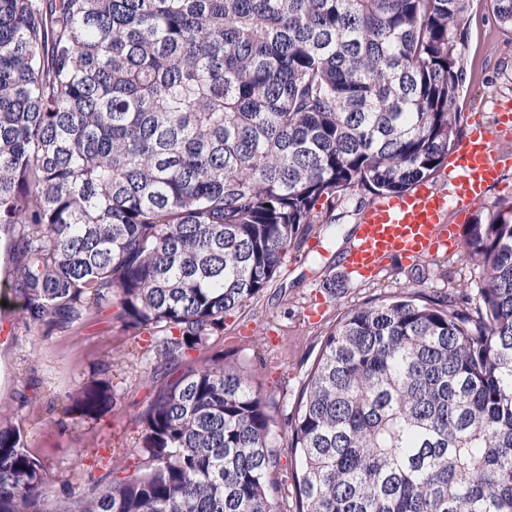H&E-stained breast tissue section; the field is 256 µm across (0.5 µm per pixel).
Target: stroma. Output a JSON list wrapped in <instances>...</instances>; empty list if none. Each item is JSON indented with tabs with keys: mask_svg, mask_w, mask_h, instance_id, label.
I'll return each mask as SVG.
<instances>
[{
	"mask_svg": "<svg viewBox=\"0 0 512 512\" xmlns=\"http://www.w3.org/2000/svg\"><path fill=\"white\" fill-rule=\"evenodd\" d=\"M461 45L465 72L457 108L464 118L494 119L497 99H512V29L496 23L489 0H470ZM371 194H353L342 218L323 225L289 253L277 280L245 311L226 317L224 333L191 352L188 366L223 357L251 374L273 402L298 400L319 342L347 310L368 300L409 290L424 295L471 291L481 272L463 254L405 265L393 259L369 280L347 277L341 259L353 242ZM338 288L329 293L326 279ZM135 338L111 313L53 330L27 325L16 304L0 305V424L20 429L25 448L43 462L57 499L82 492L105 466L134 464L138 415L153 394ZM106 378L116 401L96 422L64 413L63 400L84 382Z\"/></svg>",
	"mask_w": 512,
	"mask_h": 512,
	"instance_id": "stroma-1",
	"label": "stroma"
}]
</instances>
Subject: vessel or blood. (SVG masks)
I'll use <instances>...</instances> for the list:
<instances>
[{"instance_id":"1","label":"vessel or blood","mask_w":512,"mask_h":512,"mask_svg":"<svg viewBox=\"0 0 512 512\" xmlns=\"http://www.w3.org/2000/svg\"><path fill=\"white\" fill-rule=\"evenodd\" d=\"M512 127V104L498 106V123L472 120L467 134L448 160V186L423 182L404 194L378 198L362 213L355 244L346 257L347 273L376 275L387 260L417 261L455 250L456 224L465 221L481 203L503 169L512 167V152L498 151L494 142L501 130Z\"/></svg>"}]
</instances>
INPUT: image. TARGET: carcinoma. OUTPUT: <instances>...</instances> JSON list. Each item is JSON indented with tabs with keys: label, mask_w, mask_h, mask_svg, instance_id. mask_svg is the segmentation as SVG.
<instances>
[{
	"label": "carcinoma",
	"mask_w": 512,
	"mask_h": 512,
	"mask_svg": "<svg viewBox=\"0 0 512 512\" xmlns=\"http://www.w3.org/2000/svg\"><path fill=\"white\" fill-rule=\"evenodd\" d=\"M468 3L0 0V294L46 333L113 309L166 376L349 192L448 164ZM461 251L477 291L344 312L282 417L221 357L160 382L137 468L63 505L0 425V512H512V202ZM65 399L115 402L106 380Z\"/></svg>",
	"instance_id": "carcinoma-1"
}]
</instances>
